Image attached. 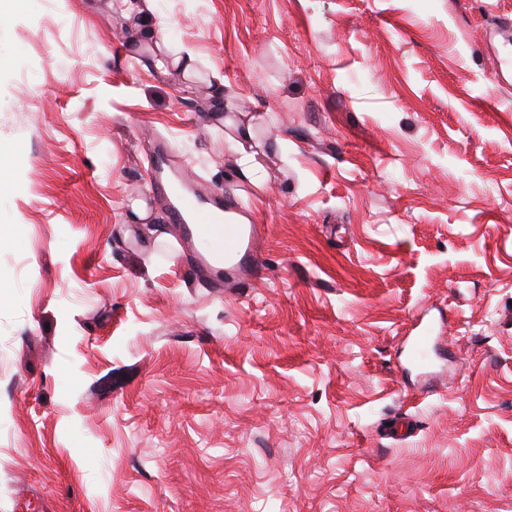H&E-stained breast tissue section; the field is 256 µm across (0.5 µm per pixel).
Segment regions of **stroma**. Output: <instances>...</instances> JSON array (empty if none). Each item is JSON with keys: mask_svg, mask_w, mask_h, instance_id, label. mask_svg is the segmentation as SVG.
Segmentation results:
<instances>
[{"mask_svg": "<svg viewBox=\"0 0 512 512\" xmlns=\"http://www.w3.org/2000/svg\"><path fill=\"white\" fill-rule=\"evenodd\" d=\"M0 13V512H512V0ZM161 140L262 279L199 282L133 211ZM254 118L247 121H236L231 118L224 120V124L231 126L237 133L236 138H232L236 146L237 157L234 163L237 166L240 177L244 180L255 182L256 168L254 164V153L248 152L253 143V122Z\"/></svg>", "mask_w": 512, "mask_h": 512, "instance_id": "1", "label": "stroma"}]
</instances>
